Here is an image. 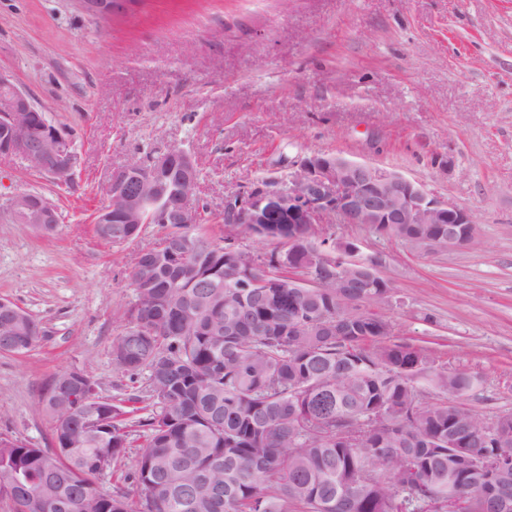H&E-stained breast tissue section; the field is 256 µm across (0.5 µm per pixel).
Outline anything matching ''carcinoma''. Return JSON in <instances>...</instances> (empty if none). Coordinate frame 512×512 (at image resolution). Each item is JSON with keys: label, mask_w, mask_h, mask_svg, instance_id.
I'll return each mask as SVG.
<instances>
[{"label": "carcinoma", "mask_w": 512, "mask_h": 512, "mask_svg": "<svg viewBox=\"0 0 512 512\" xmlns=\"http://www.w3.org/2000/svg\"><path fill=\"white\" fill-rule=\"evenodd\" d=\"M160 242L131 270L134 301L127 327L112 338L124 371L146 373L143 391L112 403L98 426L81 414L61 420L56 398L42 403L61 453L0 438V477L15 478L14 512H69L85 488L131 454L123 489L87 512H425L448 498V480L462 503L477 486L450 454L448 435L474 428L463 397L479 380L432 369L425 381L437 397L411 407L414 379L406 367L425 364L422 351L388 340V320L360 310L389 288H336L326 265L314 267L322 287H288L300 273L216 239L200 224H162ZM241 232L282 248L297 238L316 251L318 224H240ZM396 241L448 232L446 224H378ZM236 284L200 288L211 278ZM258 280L256 288L237 283ZM26 324L18 352L39 340ZM381 408L391 422L368 413ZM508 496L487 499L486 512H512V470L499 478Z\"/></svg>", "instance_id": "cac0c4a2"}]
</instances>
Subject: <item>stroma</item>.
Wrapping results in <instances>:
<instances>
[{
    "label": "stroma",
    "instance_id": "stroma-1",
    "mask_svg": "<svg viewBox=\"0 0 512 512\" xmlns=\"http://www.w3.org/2000/svg\"><path fill=\"white\" fill-rule=\"evenodd\" d=\"M0 71L73 136L71 183L0 159V204L44 195L50 234L0 211V299L42 335L0 354V437L53 446L41 396L77 369L100 396L144 389L113 361L134 299L128 273L163 232L115 246L94 232L113 167L169 148L201 169L206 229L260 254L224 224V198L284 181L329 153L401 173L471 210L478 242L430 252L367 224H328L393 287L378 311L391 338L431 365L481 378L466 400L485 419L512 411V0H130L111 17L75 0H0Z\"/></svg>",
    "mask_w": 512,
    "mask_h": 512
}]
</instances>
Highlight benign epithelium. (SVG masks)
<instances>
[{
    "label": "benign epithelium",
    "mask_w": 512,
    "mask_h": 512,
    "mask_svg": "<svg viewBox=\"0 0 512 512\" xmlns=\"http://www.w3.org/2000/svg\"><path fill=\"white\" fill-rule=\"evenodd\" d=\"M94 17H106L118 8L117 0H75ZM46 113L14 80L0 71V158L19 156L28 167L56 178L74 176L79 165L70 135L48 119L40 126L33 113ZM180 171L181 189L171 202L153 206L160 180L171 168ZM197 163L185 150L173 147L147 163H131L112 170L101 186L107 205L94 215L97 236L108 239L110 224L121 218L125 224H193L200 212L194 187ZM5 208L13 222L36 230L59 223L57 208L41 195L20 193L9 197ZM222 219L226 224H446L448 233L418 243L432 250L466 245L454 230L456 224H476L473 213L430 196L402 174L340 155L312 154L282 184H264L248 195L224 198ZM64 384L53 381L57 393L72 391L69 401L81 409L87 403L100 412L110 409L95 399L80 382L82 373L70 370ZM483 438L500 439L501 417L480 420ZM467 456L468 475L484 480V493L495 492L494 480L512 468V450L478 451L461 439L448 441Z\"/></svg>",
    "instance_id": "7a95c632"
}]
</instances>
